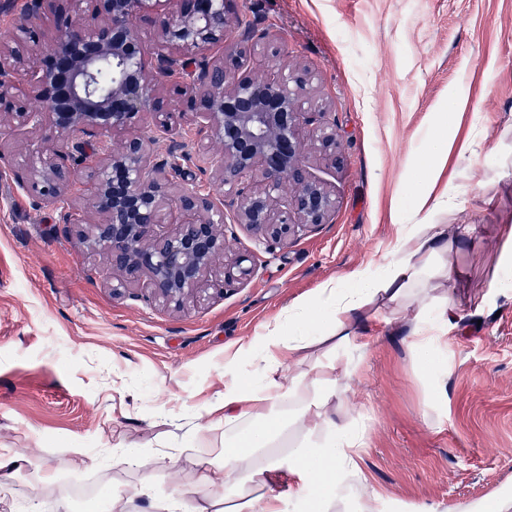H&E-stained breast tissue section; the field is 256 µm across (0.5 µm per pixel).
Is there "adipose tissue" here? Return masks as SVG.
I'll return each instance as SVG.
<instances>
[{"label": "adipose tissue", "mask_w": 512, "mask_h": 512, "mask_svg": "<svg viewBox=\"0 0 512 512\" xmlns=\"http://www.w3.org/2000/svg\"><path fill=\"white\" fill-rule=\"evenodd\" d=\"M460 237L448 224L403 225L381 275L360 268L326 282L295 301L261 344H240L225 365L255 352L262 374L255 382L231 378L213 406L224 423L222 459L195 460L192 488L158 498L146 482L138 496L152 500L155 512H282L288 497L301 498L308 512H339L343 500L332 488L363 476L362 437L343 401L357 368L341 350L376 309L412 307L414 354L421 368H434L439 345L427 311L450 308L443 286ZM306 362L310 372L279 379L284 366ZM218 484L228 494H213Z\"/></svg>", "instance_id": "adipose-tissue-1"}]
</instances>
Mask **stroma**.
Returning a JSON list of instances; mask_svg holds the SVG:
<instances>
[{
    "label": "stroma",
    "mask_w": 512,
    "mask_h": 512,
    "mask_svg": "<svg viewBox=\"0 0 512 512\" xmlns=\"http://www.w3.org/2000/svg\"><path fill=\"white\" fill-rule=\"evenodd\" d=\"M275 24L289 64L312 66L331 99L339 169L313 162L336 192L327 224L288 247L224 227L252 277L177 312L143 289L116 299L107 271L59 222V206L24 186L26 133L0 129V448L33 455L12 481L17 507L43 512L87 483L158 497L191 488L193 461L223 450L224 426L184 448L189 425L210 421L224 392V349L263 335L292 302L330 279L381 273L404 224L463 228L450 257L456 312L436 368L423 373L401 317L380 310L343 353L359 369L344 400L364 431L360 465L380 497L375 512H434L512 496V293L492 288L499 234L512 225V0H237ZM448 164L437 190L448 206L415 208L420 161L441 116ZM125 440L176 466H114ZM81 464L70 467L73 449ZM57 478L44 485L41 471Z\"/></svg>",
    "instance_id": "35a3bbf8"
}]
</instances>
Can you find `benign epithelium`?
I'll return each mask as SVG.
<instances>
[{
	"mask_svg": "<svg viewBox=\"0 0 512 512\" xmlns=\"http://www.w3.org/2000/svg\"><path fill=\"white\" fill-rule=\"evenodd\" d=\"M234 2L27 0L0 43V123L43 132L24 147L26 188L110 266L114 297L145 288L183 310L254 272L227 256L223 225L286 247L336 210L308 162L344 164L331 103L311 68L281 63V31ZM185 127L202 134L191 148ZM197 156L224 194L178 187Z\"/></svg>",
	"mask_w": 512,
	"mask_h": 512,
	"instance_id": "7a95c632",
	"label": "benign epithelium"
}]
</instances>
